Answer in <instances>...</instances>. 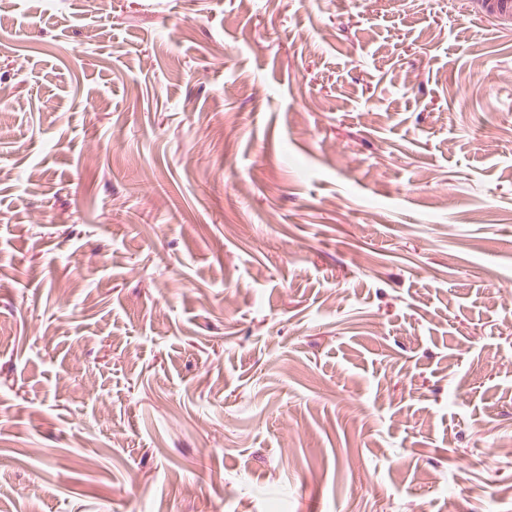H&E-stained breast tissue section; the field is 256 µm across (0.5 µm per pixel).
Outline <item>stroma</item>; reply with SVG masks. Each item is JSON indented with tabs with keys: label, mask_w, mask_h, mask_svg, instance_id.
Returning <instances> with one entry per match:
<instances>
[{
	"label": "stroma",
	"mask_w": 512,
	"mask_h": 512,
	"mask_svg": "<svg viewBox=\"0 0 512 512\" xmlns=\"http://www.w3.org/2000/svg\"><path fill=\"white\" fill-rule=\"evenodd\" d=\"M0 512H512V23L0 0Z\"/></svg>",
	"instance_id": "obj_1"
}]
</instances>
